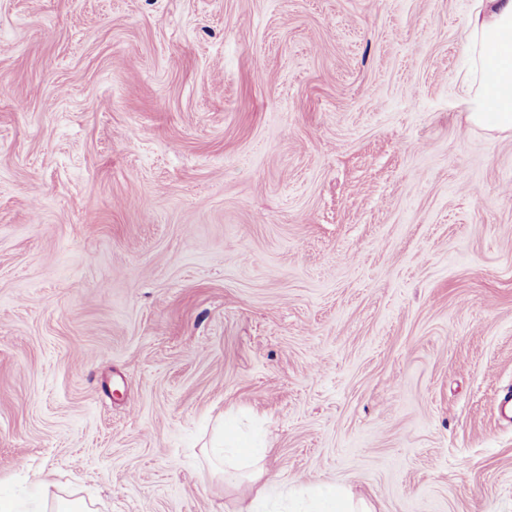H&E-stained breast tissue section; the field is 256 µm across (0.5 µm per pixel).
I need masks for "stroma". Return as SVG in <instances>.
<instances>
[{"instance_id": "35a3bbf8", "label": "stroma", "mask_w": 512, "mask_h": 512, "mask_svg": "<svg viewBox=\"0 0 512 512\" xmlns=\"http://www.w3.org/2000/svg\"><path fill=\"white\" fill-rule=\"evenodd\" d=\"M479 0H0V496L512 512V132ZM39 213H31L32 192ZM468 40L473 57L465 84L468 119L480 128L512 131V0H481ZM306 493L309 501L295 502L288 509L290 512H373L365 501L354 500L335 484H316Z\"/></svg>"}]
</instances>
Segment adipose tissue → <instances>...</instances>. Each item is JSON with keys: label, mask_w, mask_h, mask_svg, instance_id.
I'll return each mask as SVG.
<instances>
[{"label": "adipose tissue", "mask_w": 512, "mask_h": 512, "mask_svg": "<svg viewBox=\"0 0 512 512\" xmlns=\"http://www.w3.org/2000/svg\"><path fill=\"white\" fill-rule=\"evenodd\" d=\"M473 70L466 82L469 121L477 127L512 131V0H481L469 22ZM290 512H372L344 489L320 483Z\"/></svg>", "instance_id": "obj_1"}]
</instances>
